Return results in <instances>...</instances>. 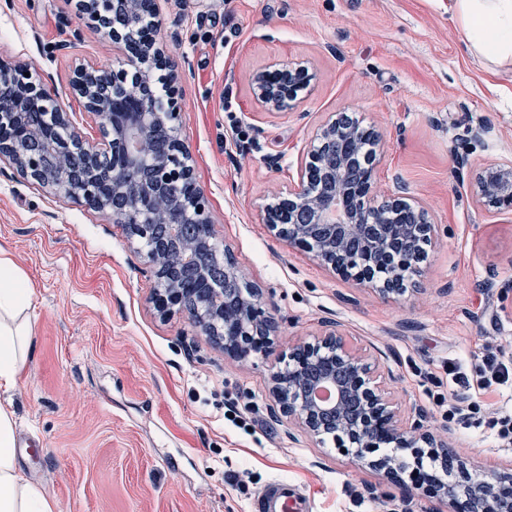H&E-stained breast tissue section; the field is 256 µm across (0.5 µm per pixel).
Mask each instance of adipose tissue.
Returning <instances> with one entry per match:
<instances>
[{
  "mask_svg": "<svg viewBox=\"0 0 512 512\" xmlns=\"http://www.w3.org/2000/svg\"><path fill=\"white\" fill-rule=\"evenodd\" d=\"M448 15L469 55L488 73L512 67V0H448ZM35 290L0 252V391L15 388L33 349L29 317ZM17 417L0 403V512H59L45 487L24 474L15 435Z\"/></svg>",
  "mask_w": 512,
  "mask_h": 512,
  "instance_id": "obj_1",
  "label": "adipose tissue"
}]
</instances>
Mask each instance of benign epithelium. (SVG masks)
I'll return each mask as SVG.
<instances>
[{
	"mask_svg": "<svg viewBox=\"0 0 512 512\" xmlns=\"http://www.w3.org/2000/svg\"><path fill=\"white\" fill-rule=\"evenodd\" d=\"M115 2L76 0V8L86 23L97 26ZM121 3L126 24L107 37L122 50L141 39L138 57L127 58L134 73L79 65L71 78L86 112L101 120L100 138L79 131L51 90L25 76L26 65L0 61V81L14 86L13 96L0 102V162L55 194L112 214L116 224L131 225L129 237L155 279L151 300L161 314H187L237 362L267 356L274 350L277 325L262 295L244 281L237 260L230 259L219 279L202 265L187 280L167 277L166 270L223 248L180 139L177 66L155 37L140 38V20L160 15V0ZM312 80L305 62L290 61L257 71L253 94L269 112L289 111ZM154 81L165 88V99L158 104L142 100L137 92L139 84ZM31 109L50 113V120L39 127L28 124ZM365 135L379 142L378 134L344 115L328 116L312 133L297 181L277 202L279 218L270 219L267 206L262 223L341 278L399 297L406 292L401 284L407 272L420 263L417 241H430L433 224L424 203L407 193L388 198L382 207L371 204L377 192V155L364 163L359 181L349 180L347 170L358 161L359 140ZM172 181L188 183L190 193L170 197L166 184ZM478 201L512 211V162L497 164L480 177ZM183 224L193 225L191 236L180 233ZM379 377L378 364L353 350L336 324L311 341L288 347L286 368L269 373L271 410L320 441L332 436L388 480L400 482L424 453L443 459L448 444L424 430L422 409L412 408L411 422L403 421ZM326 386L335 392L329 403L316 397ZM382 448L393 449V454L377 455ZM457 469L458 476L448 482L432 473H415V486L448 501L450 512H512V473L470 470L461 461Z\"/></svg>",
	"mask_w": 512,
	"mask_h": 512,
	"instance_id": "benign-epithelium-1",
	"label": "benign epithelium"
}]
</instances>
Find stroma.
Here are the masks:
<instances>
[{"instance_id": "1", "label": "stroma", "mask_w": 512, "mask_h": 512, "mask_svg": "<svg viewBox=\"0 0 512 512\" xmlns=\"http://www.w3.org/2000/svg\"><path fill=\"white\" fill-rule=\"evenodd\" d=\"M163 9L156 38L184 72L182 138L218 242L278 325L275 351L237 362L188 316L161 318L123 225L0 169V250L36 290L32 355L18 386L0 393L18 419L21 466L62 512H252L276 478L312 512H448L333 440L289 433L270 413L266 383L289 345L338 322L348 345L378 362L401 410L423 407L434 436L452 427L456 457L512 468V445L491 425L512 389L489 388L464 425L449 423L443 405L449 362L476 382L484 354L512 348V214L477 202L482 171L512 160V70L492 76L473 62L448 0H165ZM0 59L26 64L95 138L73 71L126 56L83 26L72 0H0ZM293 60L314 73L310 91L295 110L265 111L253 75ZM330 112L380 134L378 200L402 183L433 215L412 293L385 298L341 279L261 221ZM482 122L492 131L478 140Z\"/></svg>"}]
</instances>
